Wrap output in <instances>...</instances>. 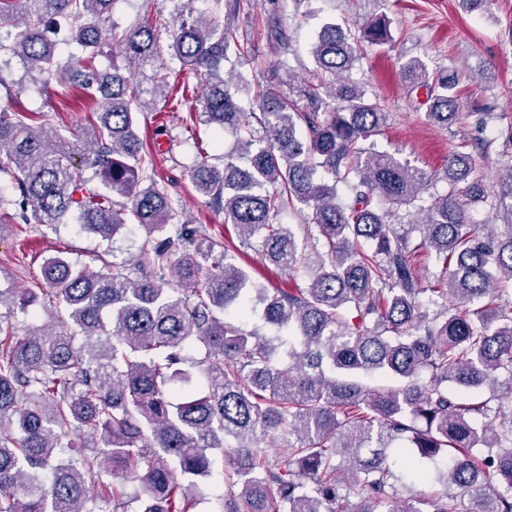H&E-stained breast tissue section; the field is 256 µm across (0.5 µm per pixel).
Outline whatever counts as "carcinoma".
<instances>
[{
	"label": "carcinoma",
	"instance_id": "cac0c4a2",
	"mask_svg": "<svg viewBox=\"0 0 512 512\" xmlns=\"http://www.w3.org/2000/svg\"><path fill=\"white\" fill-rule=\"evenodd\" d=\"M113 3L0 0V33L24 76L46 85L63 72L61 94L80 90L99 105L79 153L32 113L0 110V175L13 179L22 222L58 224L75 212L104 241L130 224L146 233L128 265L44 260L42 295L76 333L14 336L0 319L10 337L0 342V512H193L190 491L219 462L225 491L214 512H512V409L475 399L498 372L512 373V289L503 287L512 231L471 223L469 207L485 198L472 154H448L440 191L422 169L375 149L388 112L346 73L363 44L391 43L385 16L325 24L312 77L278 63L247 111L226 68L229 52L243 51L232 21L243 0H183L176 15L168 50L203 82L200 120L236 139L221 167L198 155L196 192L242 237L261 235L270 264L309 272L304 288L269 290L229 262L222 239L189 226L155 179L139 117L170 82L151 0L124 27L111 21ZM62 30L84 51L73 65L59 59ZM267 38L277 58L293 52L274 16ZM107 47L112 65L100 69ZM147 67L149 88L138 79ZM403 79L425 90L430 123L460 120V71L432 75L415 58ZM417 201L421 216L400 220ZM299 205L311 211L301 241L278 222ZM168 229L175 235L155 237ZM422 249L446 274L433 288L417 267ZM156 271L180 287H161ZM253 316L291 333L288 360L276 357L282 337L232 322ZM193 339L205 349L202 380L172 389ZM78 432L93 451L59 457ZM269 438L288 441V459L270 457ZM397 441L409 461L442 459L441 492L396 496L388 450ZM127 483L138 484L135 496Z\"/></svg>",
	"mask_w": 512,
	"mask_h": 512
}]
</instances>
